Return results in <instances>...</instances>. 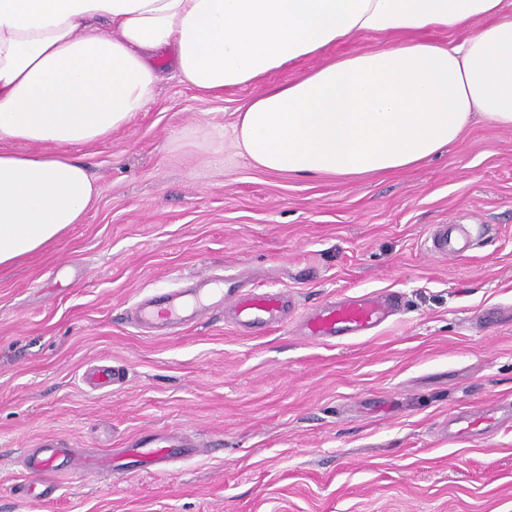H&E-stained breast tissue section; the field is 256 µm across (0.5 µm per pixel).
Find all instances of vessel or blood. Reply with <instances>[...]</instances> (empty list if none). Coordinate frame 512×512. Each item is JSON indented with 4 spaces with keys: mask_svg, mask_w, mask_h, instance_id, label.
I'll use <instances>...</instances> for the list:
<instances>
[{
    "mask_svg": "<svg viewBox=\"0 0 512 512\" xmlns=\"http://www.w3.org/2000/svg\"><path fill=\"white\" fill-rule=\"evenodd\" d=\"M474 235L466 224L432 225L425 239V246L432 254L443 257L460 256L473 245ZM401 307V297L392 291L333 298L306 312L301 326L306 339L326 344H343L375 334L380 326L394 316ZM296 304L287 291L258 292L243 288L231 276H213L202 279L201 286L193 291L171 289L141 300L136 308L138 323L158 326L175 333L189 321L232 311L235 323L244 332L263 333L283 326L287 315ZM512 421V409L499 414L497 408L469 411L451 418L448 432L454 437L482 435L492 426ZM196 443L183 441L172 445L166 438L147 434L135 439L121 452H108L99 457L77 453L46 442L43 448L27 453L28 472L37 476L28 492L42 498L53 491L45 478L61 472H108L122 474L127 464L138 470L163 473L172 461L187 453H198Z\"/></svg>",
    "mask_w": 512,
    "mask_h": 512,
    "instance_id": "b4317fda",
    "label": "vessel or blood"
}]
</instances>
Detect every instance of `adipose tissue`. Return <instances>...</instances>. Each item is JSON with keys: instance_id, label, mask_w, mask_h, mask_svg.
<instances>
[{"instance_id": "1", "label": "adipose tissue", "mask_w": 512, "mask_h": 512, "mask_svg": "<svg viewBox=\"0 0 512 512\" xmlns=\"http://www.w3.org/2000/svg\"><path fill=\"white\" fill-rule=\"evenodd\" d=\"M502 3L0 0V141L43 148L0 151V267L81 223L99 189L67 147L128 127L169 70L205 95L257 87L235 136L269 171L400 170L441 152L473 118L512 128V15ZM448 27L466 38H409ZM363 32L402 40L261 89L272 72Z\"/></svg>"}]
</instances>
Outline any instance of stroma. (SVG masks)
I'll use <instances>...</instances> for the list:
<instances>
[{
  "instance_id": "stroma-1",
  "label": "stroma",
  "mask_w": 512,
  "mask_h": 512,
  "mask_svg": "<svg viewBox=\"0 0 512 512\" xmlns=\"http://www.w3.org/2000/svg\"><path fill=\"white\" fill-rule=\"evenodd\" d=\"M393 41L360 33L264 84ZM256 92L206 96L174 77L129 128L68 147L95 203L0 270V512H512V426L446 432L460 412L512 405V129L474 121L397 172L300 177L237 146ZM450 223L474 225L475 245L431 257L430 226ZM224 274L291 292L302 312L384 290L402 308L336 346L293 324H135L137 300ZM104 362L124 382L88 387ZM150 433L211 451L121 480L58 475L47 502L24 494L23 457L43 440L97 455Z\"/></svg>"
}]
</instances>
